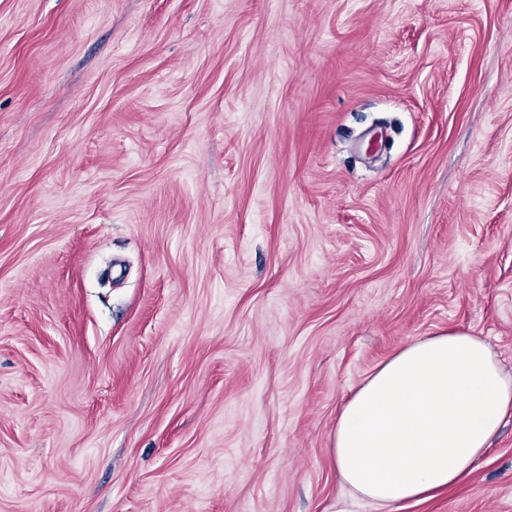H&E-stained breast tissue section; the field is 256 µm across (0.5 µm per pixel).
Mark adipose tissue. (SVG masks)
Returning <instances> with one entry per match:
<instances>
[{"instance_id": "adipose-tissue-1", "label": "adipose tissue", "mask_w": 512, "mask_h": 512, "mask_svg": "<svg viewBox=\"0 0 512 512\" xmlns=\"http://www.w3.org/2000/svg\"><path fill=\"white\" fill-rule=\"evenodd\" d=\"M512 417V375L460 330L408 343L344 401L332 434L343 481L375 512L467 479Z\"/></svg>"}]
</instances>
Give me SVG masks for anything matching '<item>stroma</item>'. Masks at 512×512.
Returning <instances> with one entry per match:
<instances>
[{
  "label": "stroma",
  "mask_w": 512,
  "mask_h": 512,
  "mask_svg": "<svg viewBox=\"0 0 512 512\" xmlns=\"http://www.w3.org/2000/svg\"><path fill=\"white\" fill-rule=\"evenodd\" d=\"M456 327L512 374V0H0V512H373L340 407Z\"/></svg>",
  "instance_id": "obj_1"
}]
</instances>
